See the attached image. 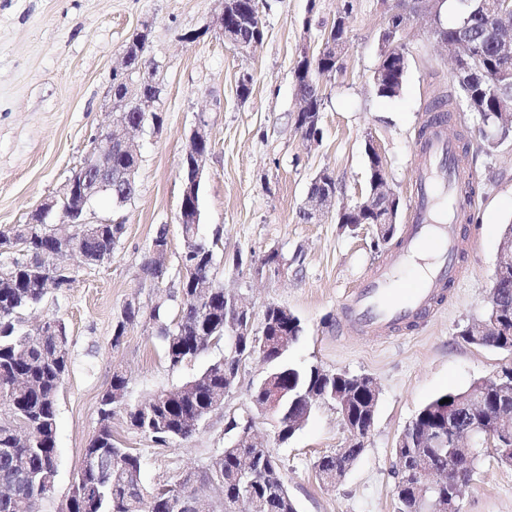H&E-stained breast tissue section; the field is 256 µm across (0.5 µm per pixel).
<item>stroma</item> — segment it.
Masks as SVG:
<instances>
[{
    "label": "stroma",
    "mask_w": 512,
    "mask_h": 512,
    "mask_svg": "<svg viewBox=\"0 0 512 512\" xmlns=\"http://www.w3.org/2000/svg\"><path fill=\"white\" fill-rule=\"evenodd\" d=\"M339 5V0H258L265 36L242 52L211 26L220 0H0V230L27 223L32 210L58 195L108 121L112 67L141 28L150 31L149 56L162 82L156 104L163 117L160 131L134 134L139 148L134 197L118 207L103 194L87 212L92 223L123 219L111 260L87 266L68 258L72 282L51 289L24 315L29 327L48 319L64 322L71 351L57 400L59 466L39 512H65L72 479L98 431L100 398L114 367L126 371L127 401L136 404L188 380L219 355L213 349L170 369L157 327L146 318L120 346L112 344L126 302L148 311L159 297L180 288L179 167L200 118L211 138L200 184V233L213 244L215 282L246 296L255 317L270 303L299 317L304 334L289 348V362L371 375L380 394L362 455L339 484L327 487L316 478L313 463L344 444L338 413L319 405L301 430L279 441L276 416L258 413L252 400V388L267 367L247 362L223 408L181 445H157L123 417L114 418L115 439L142 459L146 489L204 466L229 445L230 418L250 416L257 440L286 466L297 512H395L392 465L399 435L437 395L465 389L512 361L511 354L465 343L459 335L485 316L502 234L512 224V139L488 147L473 112L455 113L446 123L449 138L465 139L462 158L479 176L471 219L460 229L469 243L461 256L464 278L398 331L373 335L342 320L345 296L362 286L372 268L393 263L398 246L378 242L374 225L304 223L298 211L313 178L325 169L336 178L341 202L354 204L369 186L365 143L371 140L400 198L399 225L407 227L418 133L432 118L434 96L450 83V67L445 49L412 23L403 88L392 98L378 96L372 75L385 14L379 0H353L342 68L321 87V136L306 145L293 122L296 59L305 43L317 41ZM246 73L252 84L243 99L237 87ZM161 226L167 229V266L155 278L144 264ZM273 248L291 273L256 276L252 263ZM463 504L465 512H512V466L490 454L480 456Z\"/></svg>",
    "instance_id": "obj_1"
}]
</instances>
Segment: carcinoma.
<instances>
[{
  "instance_id": "carcinoma-1",
  "label": "carcinoma",
  "mask_w": 512,
  "mask_h": 512,
  "mask_svg": "<svg viewBox=\"0 0 512 512\" xmlns=\"http://www.w3.org/2000/svg\"><path fill=\"white\" fill-rule=\"evenodd\" d=\"M459 19L448 25L445 35L452 39L465 26L474 40L483 65L495 69L499 65L495 41L491 33L492 14L489 0H458ZM454 92L439 93L432 108L442 106L453 111L459 101L473 98L478 112L493 122L500 107L498 95L483 84H461L451 79ZM302 98L310 100V110L321 111L322 95L318 87L307 82L297 86ZM101 231L78 241L81 251L105 257L112 254L113 227L100 225ZM32 246L29 259L0 265V512H39L42 493L48 478L56 472L57 459V399L60 386L70 364V340L65 324L48 320L33 332L21 331L16 320L25 311L38 306L46 297L42 272L54 267L59 285L70 281L65 270L54 266L55 225L45 223L31 227ZM189 240L185 246L197 259L194 277L212 278V249L199 235V227L188 225ZM505 322L495 336H486L481 346L512 354V271L500 281ZM178 318L169 324L161 322L166 310L162 303L151 309L149 319L158 323V335L164 344L165 359L172 369H178L224 341V287L218 286L207 300L195 298L191 282L181 283ZM143 311L126 310L115 326L112 347L120 345L128 325L138 324ZM264 356L269 372L289 379L297 391L321 381L316 366H298L286 359V352L276 346L277 336L267 337ZM128 380L120 370L112 373L110 386L100 399V414H115L112 391L127 388ZM224 395V357L214 359L185 384L160 391L145 401L125 404L120 412L130 427L151 437L161 445H179L198 430L203 418L220 409L216 395ZM460 393L452 391L430 400L419 411L423 419L435 415L444 398ZM85 453L109 460V465L85 474L87 493L74 499L71 512H171L162 497L147 498L141 485L140 456L121 447L112 428L102 427L91 440ZM341 461L333 455L319 457L313 463L316 477L326 485L336 484V468ZM284 464L255 444L224 448L211 457L202 470L186 471L175 481L158 485L171 493H182L199 481L223 483L224 498L208 504V512H236L238 488L252 497L255 512H297L281 472ZM394 484L401 486V496L395 501L397 512H421L422 504L411 488L402 485L405 474L392 471Z\"/></svg>"
}]
</instances>
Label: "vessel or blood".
Wrapping results in <instances>:
<instances>
[{
  "label": "vessel or blood",
  "mask_w": 512,
  "mask_h": 512,
  "mask_svg": "<svg viewBox=\"0 0 512 512\" xmlns=\"http://www.w3.org/2000/svg\"><path fill=\"white\" fill-rule=\"evenodd\" d=\"M410 224L402 239L401 257L413 255L425 242H434L439 262L433 272L406 283L397 300H390L393 270L376 268L361 288L345 303L348 326L372 332L391 331L419 317L435 299L439 289L460 278L457 261L458 229L467 218L454 188L465 175L456 149L441 125H433L427 145L418 153Z\"/></svg>",
  "instance_id": "vessel-or-blood-1"
}]
</instances>
